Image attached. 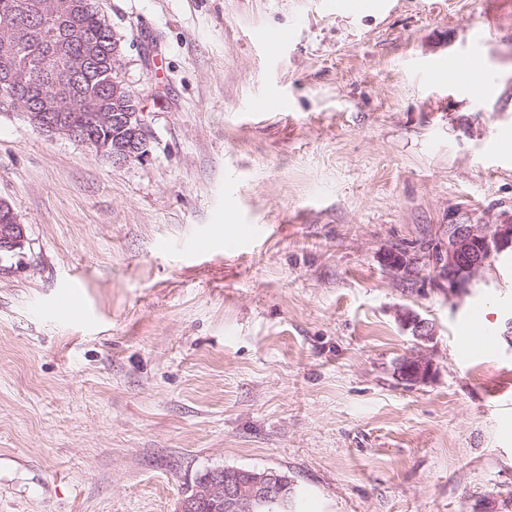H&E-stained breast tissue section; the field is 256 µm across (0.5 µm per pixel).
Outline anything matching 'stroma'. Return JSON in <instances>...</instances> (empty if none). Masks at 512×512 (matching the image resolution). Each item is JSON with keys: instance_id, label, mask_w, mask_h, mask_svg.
<instances>
[{"instance_id": "35a3bbf8", "label": "stroma", "mask_w": 512, "mask_h": 512, "mask_svg": "<svg viewBox=\"0 0 512 512\" xmlns=\"http://www.w3.org/2000/svg\"><path fill=\"white\" fill-rule=\"evenodd\" d=\"M99 3L150 155L0 112L27 236L0 271V512H178L217 467L287 472L301 512H512V268L457 296L432 252L450 211L512 212V0ZM477 26L487 98L428 77ZM259 98L284 108L253 118ZM238 224L265 232L194 257ZM475 307L489 357L463 352ZM419 353L435 372L410 386ZM397 319L404 328L411 330L412 336L417 341L429 343L434 339L435 328L433 323L417 313L408 309L399 310Z\"/></svg>"}]
</instances>
